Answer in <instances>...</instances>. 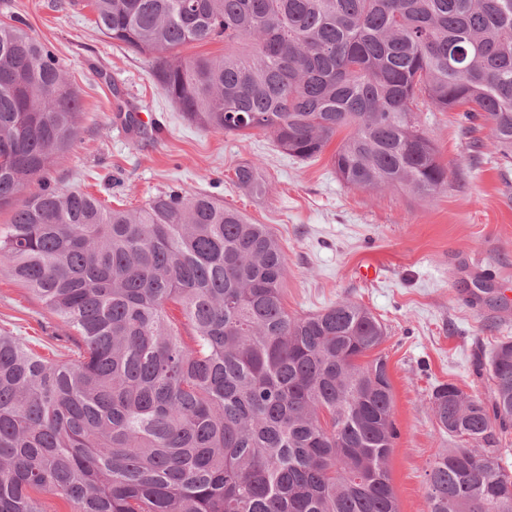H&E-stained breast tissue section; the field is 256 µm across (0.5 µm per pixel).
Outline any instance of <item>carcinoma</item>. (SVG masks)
I'll return each mask as SVG.
<instances>
[{
    "mask_svg": "<svg viewBox=\"0 0 512 512\" xmlns=\"http://www.w3.org/2000/svg\"><path fill=\"white\" fill-rule=\"evenodd\" d=\"M96 27L137 54L185 119L256 130L301 161L331 156L348 187L433 198L448 166L419 97L466 108L512 164V0H90ZM217 38L220 57L174 51ZM79 91L19 16L0 24V266L73 330L78 359L0 334V512H399L384 324L351 300L307 315L282 297L275 232L212 195L134 210L51 186ZM255 194L254 165L234 168ZM28 200L14 201L23 187ZM177 306L190 341L167 314ZM490 395L435 387L448 436L429 512H512L499 435L512 429V340L477 370Z\"/></svg>",
    "mask_w": 512,
    "mask_h": 512,
    "instance_id": "cac0c4a2",
    "label": "carcinoma"
}]
</instances>
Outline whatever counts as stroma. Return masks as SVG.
I'll return each instance as SVG.
<instances>
[{
    "label": "stroma",
    "instance_id": "obj_1",
    "mask_svg": "<svg viewBox=\"0 0 512 512\" xmlns=\"http://www.w3.org/2000/svg\"><path fill=\"white\" fill-rule=\"evenodd\" d=\"M16 15L82 97L78 137L52 171L58 190L80 189L129 210L173 189L209 193L273 229L288 263L289 313L349 299L385 325L380 351L399 433L391 482L400 512H428L425 472L457 444L436 424L432 392L442 383L488 391L473 372L474 354L512 340V166L500 165L489 126L469 125L458 108L421 105L424 131L448 166L447 190L423 199L350 188L330 162L334 146L303 162L263 133H215L185 120L154 83L153 56L100 33L88 0H0V22ZM116 87L139 117H150L147 135L135 136L118 116ZM252 162L266 183L260 196L233 180L238 164ZM369 265L376 276L361 278L359 267ZM1 332L24 337L39 355L70 357L62 323L3 270Z\"/></svg>",
    "mask_w": 512,
    "mask_h": 512
}]
</instances>
